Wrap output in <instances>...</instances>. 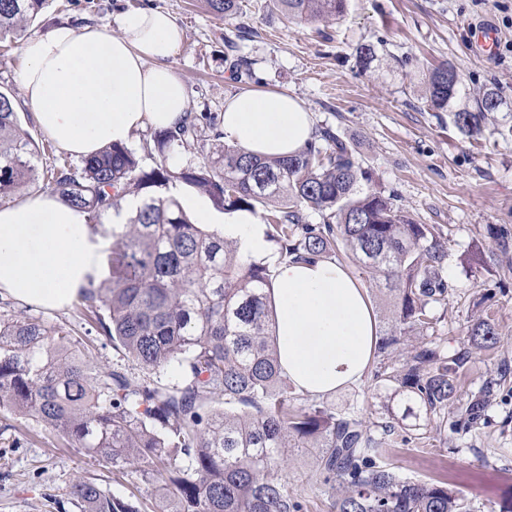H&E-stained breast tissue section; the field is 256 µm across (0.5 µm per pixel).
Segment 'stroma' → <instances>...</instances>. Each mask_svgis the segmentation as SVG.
<instances>
[{
	"label": "stroma",
	"mask_w": 512,
	"mask_h": 512,
	"mask_svg": "<svg viewBox=\"0 0 512 512\" xmlns=\"http://www.w3.org/2000/svg\"><path fill=\"white\" fill-rule=\"evenodd\" d=\"M267 2L240 0L241 15L228 21L210 13L204 0H50L20 39L0 43V90L13 95L23 128L44 144L39 167L53 165L60 151L46 146L32 111L20 102L26 41L57 23L77 29L96 23L114 32L122 13L158 9L185 30L171 65L193 114L220 117L225 98L248 88L301 99L317 126L354 144L373 187L393 194L415 223L441 229L448 304L435 308V330L447 338L449 354L463 359L458 400L441 432L427 418H403L402 405L389 402L390 386L370 374L323 402L362 419L402 477L448 483L476 512H502L512 505V137L501 133L512 124V0H348L344 16L329 22L289 21L269 12ZM483 20L501 36L491 60L469 50V26ZM363 43L377 52L367 70L356 60ZM444 62L455 65L468 92L493 88L502 98V110L479 135L463 136L450 113L422 104L425 67ZM1 306L64 327L98 364L143 374L76 305L45 312L0 297ZM482 318L495 326V349L468 339ZM488 383L493 392L483 418L455 431L463 402ZM385 422L390 432L382 431ZM316 454L286 449L288 488L308 512H328L327 489L315 480ZM81 475L98 478L115 496H136L146 512H155L156 485L135 467L113 471L45 424L0 410V512H61L69 483Z\"/></svg>",
	"instance_id": "35a3bbf8"
}]
</instances>
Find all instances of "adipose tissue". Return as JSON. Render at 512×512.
<instances>
[{"instance_id": "obj_1", "label": "adipose tissue", "mask_w": 512, "mask_h": 512, "mask_svg": "<svg viewBox=\"0 0 512 512\" xmlns=\"http://www.w3.org/2000/svg\"><path fill=\"white\" fill-rule=\"evenodd\" d=\"M51 26L23 48L25 105L46 137L76 158L130 143L145 127L177 129L189 112L185 86L169 64L185 33L167 13L143 10L119 21ZM224 138L246 151L284 157L315 134L314 115L296 96L241 91L224 101ZM225 238L245 254L270 255L260 215L232 213ZM108 237L49 191L31 190L0 206V294L44 310L71 304L98 284ZM277 354L302 393L322 397L361 381L378 328L371 302L336 261L276 263L270 290Z\"/></svg>"}]
</instances>
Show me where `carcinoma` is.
I'll use <instances>...</instances> for the list:
<instances>
[{
    "mask_svg": "<svg viewBox=\"0 0 512 512\" xmlns=\"http://www.w3.org/2000/svg\"><path fill=\"white\" fill-rule=\"evenodd\" d=\"M47 0H0V43L18 39ZM347 0H273L290 20L329 21ZM228 19L239 0H206ZM455 66L428 71L421 100L449 112L471 135L500 110L496 90L467 98ZM211 118L188 116L176 130L154 133L146 168L123 144L74 165L60 159L39 171V143L21 125L13 96L0 91V204L46 180L62 200L87 213L95 233L113 239L109 276L78 296L112 346L156 373L171 364L181 381L138 379L93 362L69 334L30 317L0 310V408L33 416L86 454L115 469L134 465L162 482L172 505L160 512H305L277 465L283 449L321 448L316 479L334 512H472L471 502L446 483L401 477L362 420L322 403H303L282 375L274 341L268 267L233 241L195 223L173 195L152 193L177 182L208 194L226 213H263L267 236L286 260L348 258L379 280L393 299L377 347L374 376L402 396L406 415L425 411L442 430V412L457 399L460 359L433 336L436 307L448 304L446 251L439 229L416 224L372 182L355 151L331 127L295 155L261 157L221 144ZM199 162L180 164L178 150ZM140 197L123 230L102 222L127 196ZM322 223L306 222V212ZM412 335L429 341L394 351ZM470 341L495 348L488 320L476 321ZM491 386L472 394L456 424H470L488 405ZM69 500L79 512H141L133 497L117 498L94 477H76Z\"/></svg>",
    "mask_w": 512,
    "mask_h": 512,
    "instance_id": "1",
    "label": "carcinoma"
}]
</instances>
